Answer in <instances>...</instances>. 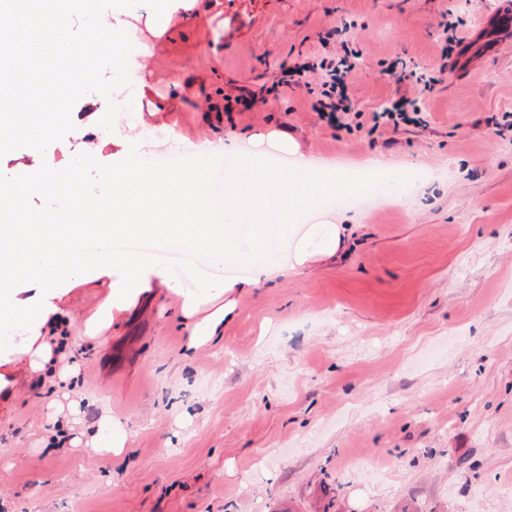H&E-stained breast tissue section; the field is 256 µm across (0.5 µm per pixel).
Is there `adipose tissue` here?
<instances>
[{"mask_svg":"<svg viewBox=\"0 0 512 512\" xmlns=\"http://www.w3.org/2000/svg\"><path fill=\"white\" fill-rule=\"evenodd\" d=\"M271 148L298 157L290 175L272 167L266 153L240 154L224 168L223 183H215L207 166L157 170L145 164L122 166L104 177L97 194L84 195L78 174L93 160L77 159L73 172L58 175L44 167L39 172L17 168L13 178L0 183V316L21 319L19 343L0 339V349L14 361L24 363L46 382L67 391L73 371H62L57 362L69 343L55 333L66 316V304L56 290L63 268L77 271L74 287L87 285L80 269L94 266L111 279L95 312L83 318L84 340L106 343V332L118 325L123 313L136 305L141 295L159 281L173 296L188 332L187 349H196L223 337L224 328L237 315L241 294L270 278L335 257L344 248L349 229L341 219L328 214L311 225L300 238L288 261H281L277 242L289 231L293 211L344 194L397 197L393 182L381 180L384 161L376 156L365 162L364 172L325 168L300 155L299 143L289 135L267 139ZM280 188L277 211L269 209L268 188ZM57 199L51 214L37 216L20 210L19 202L29 190ZM137 236L156 240L160 249L190 246L203 250L218 263L247 264L249 274L224 284H200L185 292L164 271H151V258L100 251L92 255L72 252L73 240L92 238L102 242ZM30 281L39 290L40 303L30 309L15 282ZM129 420L103 414L89 442L96 452L119 457L129 440Z\"/></svg>","mask_w":512,"mask_h":512,"instance_id":"obj_1","label":"adipose tissue"}]
</instances>
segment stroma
I'll return each mask as SVG.
<instances>
[{"mask_svg": "<svg viewBox=\"0 0 512 512\" xmlns=\"http://www.w3.org/2000/svg\"><path fill=\"white\" fill-rule=\"evenodd\" d=\"M449 8L465 50L443 69ZM508 12L512 0H195L125 14L138 111L45 152L66 175L99 145L84 193L131 155L175 148L220 182L219 144L253 152L272 131L321 161L378 156L428 178L411 201L341 208L351 236L336 260L245 294L209 346L186 350L170 299L124 313L102 347L66 325L69 395L22 367L0 392V512H512V130L490 123L512 117ZM343 23L361 115L336 129L305 90L273 84ZM399 57L439 73L425 122L371 131ZM243 87L253 111H225ZM66 397L78 442L54 448ZM105 408L130 418L118 458L84 446Z\"/></svg>", "mask_w": 512, "mask_h": 512, "instance_id": "obj_1", "label": "stroma"}]
</instances>
